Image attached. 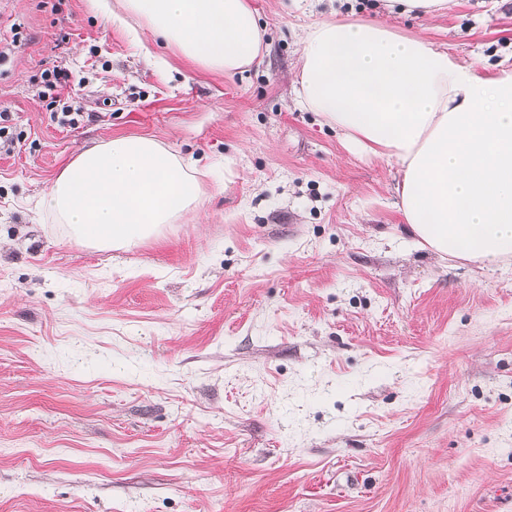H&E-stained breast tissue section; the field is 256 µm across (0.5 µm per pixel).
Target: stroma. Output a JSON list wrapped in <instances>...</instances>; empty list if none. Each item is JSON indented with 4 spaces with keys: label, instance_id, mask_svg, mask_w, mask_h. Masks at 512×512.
Returning <instances> with one entry per match:
<instances>
[{
    "label": "stroma",
    "instance_id": "1",
    "mask_svg": "<svg viewBox=\"0 0 512 512\" xmlns=\"http://www.w3.org/2000/svg\"><path fill=\"white\" fill-rule=\"evenodd\" d=\"M258 66L149 63L89 0H0V512H512V261L405 230L395 164L355 152L288 78L297 39L382 0H250ZM395 32L512 56V0ZM81 87L77 128L35 92ZM150 136L205 168L195 215L97 251L37 211L84 144ZM43 89H39L36 92V96L39 100L44 101L46 98H50L48 106L60 105L62 102L63 112H51L53 117H57L58 121L62 125H69L70 128L78 124V116H81L79 112H66L70 110V106L66 105L67 102L64 100L73 99V95H76V88L73 81H71V74L65 68L54 66L52 70L47 69L43 73ZM66 92V95L64 91ZM58 114H61L59 117ZM75 115V116H74Z\"/></svg>",
    "mask_w": 512,
    "mask_h": 512
}]
</instances>
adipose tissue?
I'll return each instance as SVG.
<instances>
[{
	"mask_svg": "<svg viewBox=\"0 0 512 512\" xmlns=\"http://www.w3.org/2000/svg\"><path fill=\"white\" fill-rule=\"evenodd\" d=\"M188 62L234 75L266 44L249 0H123ZM297 108L363 154L395 161L403 220L440 256L492 266L512 258V65L460 63L378 19L324 20L298 40ZM194 163L145 136L84 146L40 201L73 239L129 249L196 212Z\"/></svg>",
	"mask_w": 512,
	"mask_h": 512,
	"instance_id": "obj_1",
	"label": "adipose tissue"
}]
</instances>
